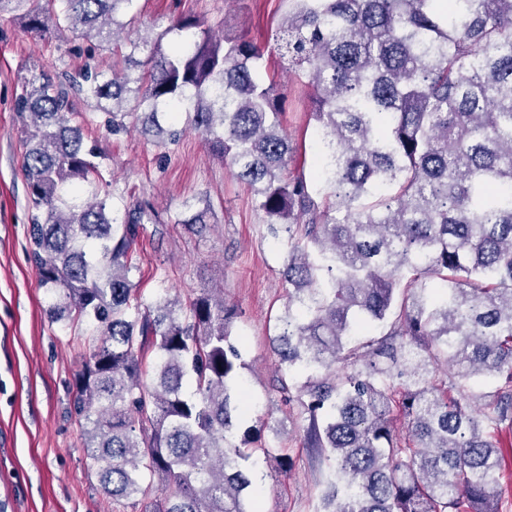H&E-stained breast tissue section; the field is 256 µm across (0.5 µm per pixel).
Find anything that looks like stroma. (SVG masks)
Segmentation results:
<instances>
[{
  "mask_svg": "<svg viewBox=\"0 0 512 512\" xmlns=\"http://www.w3.org/2000/svg\"><path fill=\"white\" fill-rule=\"evenodd\" d=\"M287 11L288 0H139L136 26L154 37L173 17L195 15L213 30L261 42ZM111 63L97 39H76L67 31L40 38L23 19L0 14V512L145 510L144 502L115 501L103 493L81 426L70 413L82 360L76 338L84 330L50 322L45 313V294L27 253L28 192L14 110L26 67L52 74L66 65ZM276 76L288 95L285 120L299 146L297 160L313 171L314 135L303 87L286 70ZM77 109L97 122L85 131L84 142L101 153L111 192L147 205L154 215L139 227L142 296L167 290L189 297L217 289L239 312L233 333L246 342L250 422L279 421L280 446L291 459L284 472L275 462L259 461L267 473L263 512H317L330 469L304 446L306 423L275 386L269 346L288 291L280 274L286 244L268 235L250 191L229 165L208 153L198 133L186 131L161 148L136 117H128L127 132L115 135L100 125L95 102L78 101ZM202 209L206 224L184 223L188 211Z\"/></svg>",
  "mask_w": 512,
  "mask_h": 512,
  "instance_id": "stroma-1",
  "label": "stroma"
}]
</instances>
